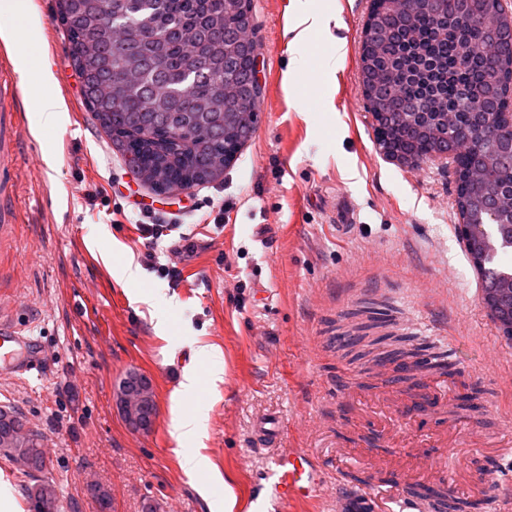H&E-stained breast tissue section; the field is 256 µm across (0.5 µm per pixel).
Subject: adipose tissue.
<instances>
[{
    "instance_id": "obj_1",
    "label": "adipose tissue",
    "mask_w": 512,
    "mask_h": 512,
    "mask_svg": "<svg viewBox=\"0 0 512 512\" xmlns=\"http://www.w3.org/2000/svg\"><path fill=\"white\" fill-rule=\"evenodd\" d=\"M201 373L190 370L185 372L177 392L178 409L171 422L170 434L178 444H189V451L182 456L181 464L186 473L197 474L211 466L209 458L203 454L199 445L204 436L206 415L189 404L200 382Z\"/></svg>"
}]
</instances>
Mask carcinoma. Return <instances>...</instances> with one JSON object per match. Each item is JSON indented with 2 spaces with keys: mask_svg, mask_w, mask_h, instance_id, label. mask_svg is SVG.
<instances>
[{
  "mask_svg": "<svg viewBox=\"0 0 512 512\" xmlns=\"http://www.w3.org/2000/svg\"><path fill=\"white\" fill-rule=\"evenodd\" d=\"M504 11L503 0H373L362 40L360 62L375 93L368 108L382 114L385 140L410 145L420 156L458 145V207L469 219L496 227L495 236L512 234V213L484 201L512 190V152L492 151L473 141L490 112L512 100V31L482 25L487 14ZM125 15L140 37L143 52L130 55L109 38L114 14ZM57 19L67 27L74 65L93 74L99 86L123 100L121 110L97 112L111 137L137 145L143 164L159 180L197 185L224 172L226 157L251 138L257 105L246 101L224 107V76L247 86L251 54L234 47L235 35L253 25L251 0H160L156 5L129 0H58ZM150 71L147 84L131 90L118 71L132 65ZM229 112L211 135L185 140L168 154L159 145L178 134L182 112ZM477 231L468 252L484 270V288L497 295V308L512 316V282ZM347 350L374 365L407 363L415 357L395 336H355ZM30 502L54 498L50 484L27 487Z\"/></svg>",
  "mask_w": 512,
  "mask_h": 512,
  "instance_id": "carcinoma-1",
  "label": "carcinoma"
}]
</instances>
